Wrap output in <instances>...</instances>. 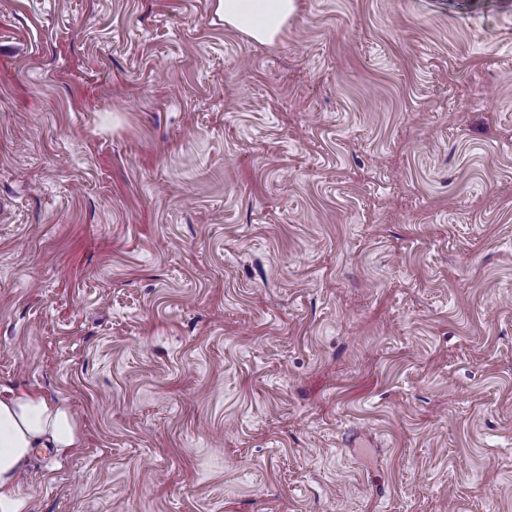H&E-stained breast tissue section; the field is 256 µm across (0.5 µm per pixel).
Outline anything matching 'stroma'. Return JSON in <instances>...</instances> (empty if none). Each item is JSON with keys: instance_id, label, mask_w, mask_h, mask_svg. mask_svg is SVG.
Returning <instances> with one entry per match:
<instances>
[{"instance_id": "35a3bbf8", "label": "stroma", "mask_w": 512, "mask_h": 512, "mask_svg": "<svg viewBox=\"0 0 512 512\" xmlns=\"http://www.w3.org/2000/svg\"><path fill=\"white\" fill-rule=\"evenodd\" d=\"M0 0V390L30 512H512V0ZM296 11L295 0H218L217 14L224 25L271 43L288 25ZM77 418L61 402L18 392L0 396V512H28L23 474L35 448H79Z\"/></svg>"}]
</instances>
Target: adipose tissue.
Masks as SVG:
<instances>
[{"label": "adipose tissue", "mask_w": 512, "mask_h": 512, "mask_svg": "<svg viewBox=\"0 0 512 512\" xmlns=\"http://www.w3.org/2000/svg\"><path fill=\"white\" fill-rule=\"evenodd\" d=\"M296 11V0H218L217 13L225 26L270 43ZM77 418L61 402L18 392L0 396V512H27L29 498L23 474L34 449L63 452L79 447Z\"/></svg>", "instance_id": "ef3b65f1"}]
</instances>
